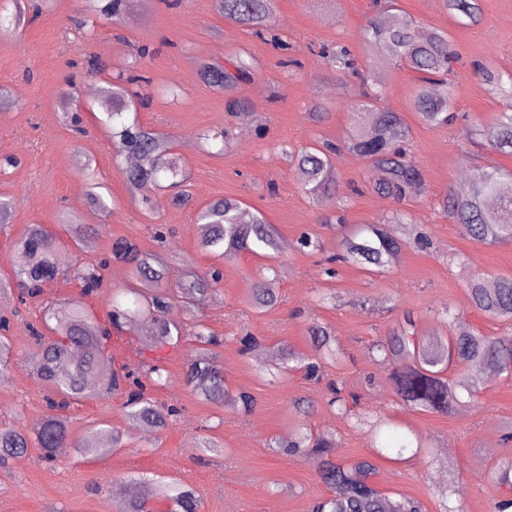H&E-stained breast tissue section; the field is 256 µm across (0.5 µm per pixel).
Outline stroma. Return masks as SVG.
I'll list each match as a JSON object with an SVG mask.
<instances>
[{
  "mask_svg": "<svg viewBox=\"0 0 512 512\" xmlns=\"http://www.w3.org/2000/svg\"><path fill=\"white\" fill-rule=\"evenodd\" d=\"M478 22L450 14L444 0H398L393 16L448 34L458 56L455 109L461 117L451 125H424L411 110L415 72L392 66L375 69L373 82L384 89L386 107L402 113L411 127L408 147L422 170L421 193L396 201L375 191L377 173L348 150L347 139L356 120V79L335 71L320 54L322 47L343 46L365 62L360 34L374 13L372 0H278L274 24L288 40L284 50L252 32L228 23L211 0H130L117 19H90L85 0H51L38 17L14 32H0V134L13 141L12 155L21 164L0 172V193L14 201L11 222L0 228V277L12 274L14 242L28 225L40 224L56 239L69 263L110 259L106 282L96 297H83L74 278H57L40 295L20 302L17 293L0 299V318L9 322L15 350L30 348L28 322L44 305L84 300L99 320H106L109 298L124 288L126 268L111 260L112 244L125 238L146 253L163 252L185 259L190 269L220 266L224 277L216 301L201 306L208 326L224 344L218 365L230 390L244 389L256 399L252 413L218 410L201 401L186 386L183 373L190 345L164 349L168 380L156 391L158 400L177 405L176 424L149 437L131 431L118 397L87 400L70 409L72 431L106 424L119 430L123 445L114 454L92 462L73 455L49 465L38 450L12 460L0 471V512H116V489L131 477L174 475L196 489L202 512H308L311 503L328 496L316 466L308 456H284L267 448L269 439L292 434L293 399H309L308 421L314 431L336 437V457L350 462L369 454L372 442L352 420L326 406V383L306 380L299 371L271 377L260 372L263 353L288 346L308 350L312 322L328 324L340 341L345 358L337 373L357 395V411L383 412L392 424L386 435L412 432L434 452L433 457L405 456L397 461L376 458L375 480L382 492L419 500L424 512H438L435 489L454 484L466 512H491L499 496L491 482L492 467L512 456V441L504 442L512 426V385L501 377L485 380L474 402L444 415L397 404L384 366L376 363L370 344L396 328L404 313H413L419 335L443 336L447 330L432 316L434 309L452 306L463 325L490 336L501 335L504 323L490 319L468 298L467 280L474 273L512 272V243L484 245L468 239L460 225L450 223L438 203L453 181L474 170L512 171V156L487 148L465 160L471 131L495 122L505 111L504 99L491 95L477 68L493 66L512 72V0H480ZM150 52L139 59V48ZM242 55L254 67L253 79L238 93L241 113L228 111L223 92L208 86L197 69L199 61L228 64ZM96 56L104 75L142 74L152 81L147 107L126 113V121L156 129L173 138L193 185L189 206L172 204V189L153 190L162 206H144L130 196L123 174L128 162L115 157L108 130L98 118L103 110L90 100L92 83L84 66ZM319 107L321 117L308 113ZM226 130L230 145L204 146L199 135ZM318 141L339 144L333 159L335 195L318 203L308 199L286 150ZM105 184L114 201L112 212H94L87 191L90 181ZM232 197L261 211L277 233L273 258L242 253L216 262L198 244L195 218L212 199ZM408 212L412 224L428 238L426 247H404L389 270L372 276L359 267L340 263L335 278L320 276L325 259L340 254L343 237L330 217L344 216L350 224L390 221ZM73 213L87 221L96 213V248L78 252L62 228L61 218ZM169 230L158 246L151 227ZM317 236L316 252L297 249L301 234ZM277 269L282 301L256 313L247 304L249 289L262 266ZM335 304L320 303L326 292ZM261 336L260 348L244 355L234 336L241 329ZM147 323L138 331L113 332L106 348L115 365L135 366L151 359L141 342ZM44 386L22 361H14L0 381V426L14 425L34 433L35 421L47 414ZM216 438L222 450L200 451L203 436Z\"/></svg>",
  "mask_w": 512,
  "mask_h": 512,
  "instance_id": "stroma-1",
  "label": "stroma"
}]
</instances>
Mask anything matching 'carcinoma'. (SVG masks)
Here are the masks:
<instances>
[{"instance_id":"cac0c4a2","label":"carcinoma","mask_w":512,"mask_h":512,"mask_svg":"<svg viewBox=\"0 0 512 512\" xmlns=\"http://www.w3.org/2000/svg\"><path fill=\"white\" fill-rule=\"evenodd\" d=\"M215 11L230 23L250 28L256 34L267 33V41L283 49L286 44L275 33L273 16L276 0H213ZM450 13H459L476 20L479 0H445ZM367 58L379 68L394 62L420 74L412 92V109L425 125L442 127L457 118L453 109L454 85L444 79L452 71L455 52L448 35L437 29L413 23H395L381 16L370 18L363 29ZM322 54L339 72L357 77L363 87L364 100L358 109L368 112V119L353 126L346 147L365 160L379 174L375 189L384 195L401 200L418 191L423 181L420 169L403 147L409 127L402 115L381 105V88L368 83L364 71L345 48L323 49ZM253 67L241 56L231 62V68L202 62L199 71L210 87L231 93L250 78ZM480 76L489 91L512 99V74L486 67ZM149 84L144 75L127 76L121 72L103 80L101 92L111 105L105 124L111 129L112 141L118 153L136 160L125 170L126 185L133 195L146 196L160 178H173L176 192L172 202L186 206L192 193L181 175L180 161L173 152L172 142L157 131L138 123L117 124L124 111L134 104L137 93L128 85ZM481 144L512 156V112H502L492 126L476 130ZM337 147L324 143L305 147L291 154L292 161L303 173L305 190L318 201L330 194L333 181L329 170ZM448 220L461 225L466 235L481 244L512 241V174L502 171H481L463 183H450L448 193L439 203ZM245 212L243 203L233 198H220L198 211L199 246L219 260H231L243 252L277 250L275 230L260 211ZM63 227L80 250L91 247L92 230L78 222L77 217L63 220ZM345 254L327 260L329 266L322 274L332 278L335 270L330 264L339 260L350 262L371 273L380 274L395 261L404 242L386 224H360L351 228L343 239ZM12 279L25 287L19 295L21 302L36 294L46 283L54 280L64 268L66 257L56 251L53 234L40 224H31L17 240ZM112 257L127 268L124 294L133 296L132 303L111 297L109 325L100 323L92 311L79 302L54 307L43 314L41 321L28 324L35 349L30 353L33 368L46 387L45 402L48 414L35 439L17 427L0 428V468H7L10 459L28 453L36 447L40 458L57 462L72 453L88 459L106 457L122 447V435L116 430L91 427L80 438L71 434L70 405L112 395H122L124 415L132 424L162 432L177 420L180 410L173 404L158 401L152 391L165 383V358L156 356L148 364L107 368L104 340L109 328L120 330L146 321L151 329L145 336L146 347L155 351L178 348L187 340L193 342V353L185 363L184 381L204 402L219 408L229 407L241 414L253 410L251 393L230 392L224 384V374L216 364L214 349L224 339L213 335L195 309L218 295L221 272L215 268L201 275H187L168 283L167 265L157 254H145L127 239L112 243ZM104 264L86 262L73 276L85 296L101 293ZM276 278L258 274L252 284L249 306L257 312L275 307L280 296L275 288ZM468 293L472 305L484 315L501 322H512V274H500L489 283L486 275L469 277ZM183 299L190 321L170 317L175 298ZM437 320L454 326L445 337L426 341L417 335V325L410 313L402 324L370 345L373 359L391 368L390 381L398 399L416 409L449 414L465 406L458 392L474 397L481 390L483 375L478 371H461L448 379L444 372L451 366L461 368L478 365L512 381V336H488L469 327L457 325L458 314L449 307L434 311ZM311 350L295 352L286 347L270 354L264 361L283 374L287 364L304 370L305 377L321 381L328 367L342 363L344 352L331 328L319 322L308 327ZM329 409L346 418L352 417L353 407L345 397L343 378L328 384ZM361 427L368 428L372 442H377L381 430L389 424L381 414L374 419L360 417ZM267 447L283 455L303 453L316 463L320 482L330 495L313 502L311 512H421V505L405 496L391 498L375 485L377 467L374 457L390 452L400 460L410 452L423 448L421 441L404 438L390 446L374 447L372 455L350 463H338L334 458L336 437L315 432L305 421H298L295 432L287 438L269 440ZM492 478L505 489L495 502L494 512H512V457L501 459L492 471ZM133 482L142 492L118 506V512H157L155 504L168 503L167 512H199L201 499L196 491L171 477L141 476Z\"/></svg>"}]
</instances>
